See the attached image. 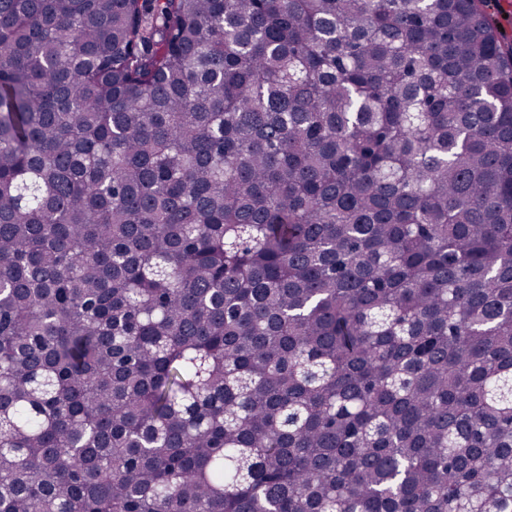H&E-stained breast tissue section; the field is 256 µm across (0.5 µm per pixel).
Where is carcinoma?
Segmentation results:
<instances>
[{
    "label": "carcinoma",
    "mask_w": 512,
    "mask_h": 512,
    "mask_svg": "<svg viewBox=\"0 0 512 512\" xmlns=\"http://www.w3.org/2000/svg\"><path fill=\"white\" fill-rule=\"evenodd\" d=\"M0 512H512L480 0H0Z\"/></svg>",
    "instance_id": "cac0c4a2"
}]
</instances>
